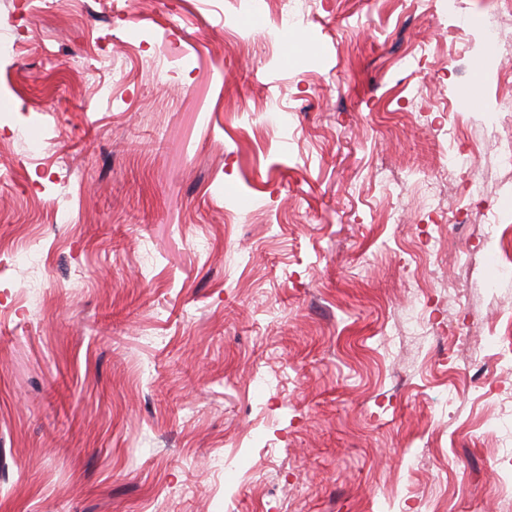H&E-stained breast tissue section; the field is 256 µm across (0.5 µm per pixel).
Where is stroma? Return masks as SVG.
I'll return each instance as SVG.
<instances>
[{
  "mask_svg": "<svg viewBox=\"0 0 512 512\" xmlns=\"http://www.w3.org/2000/svg\"><path fill=\"white\" fill-rule=\"evenodd\" d=\"M132 2L0 0V512H504L512 13Z\"/></svg>",
  "mask_w": 512,
  "mask_h": 512,
  "instance_id": "obj_1",
  "label": "stroma"
}]
</instances>
